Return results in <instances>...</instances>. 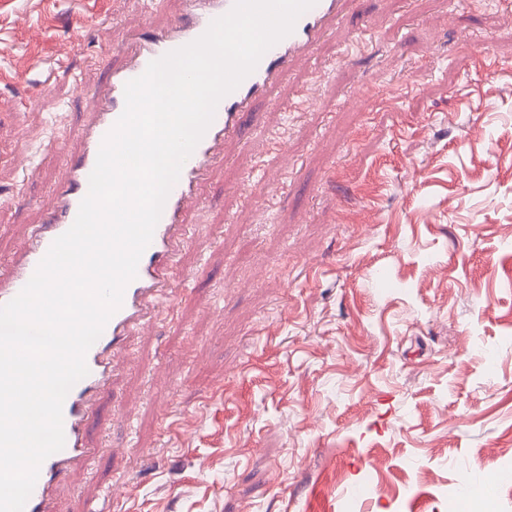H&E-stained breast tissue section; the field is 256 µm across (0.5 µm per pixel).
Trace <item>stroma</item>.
<instances>
[{"label":"stroma","instance_id":"obj_1","mask_svg":"<svg viewBox=\"0 0 512 512\" xmlns=\"http://www.w3.org/2000/svg\"><path fill=\"white\" fill-rule=\"evenodd\" d=\"M181 0H0V262L53 202L50 145L128 32ZM64 53L42 84L32 57ZM303 113L278 108L300 87ZM280 131L287 149L273 151ZM190 281L135 337L57 491L85 512H512V7L353 0L244 120L188 215Z\"/></svg>","mask_w":512,"mask_h":512}]
</instances>
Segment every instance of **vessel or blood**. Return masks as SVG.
I'll list each match as a JSON object with an SVG mask.
<instances>
[{"mask_svg": "<svg viewBox=\"0 0 512 512\" xmlns=\"http://www.w3.org/2000/svg\"><path fill=\"white\" fill-rule=\"evenodd\" d=\"M234 0H182L176 18L167 25L145 23L122 50L119 65L108 67L93 88L94 112L79 132L80 148L68 154L56 182L53 205L33 225L24 246L0 268V305L15 298L34 274L52 242L73 224L89 188L103 138L125 107L124 86L140 76L149 62L200 37L212 20L226 14ZM350 0H317L303 13L293 32L272 46L255 70L219 103L214 120L185 161L143 252L137 275L125 288L123 304L107 322L86 354L89 369L69 391L63 404L65 445L42 463L24 512H53V495L74 465L91 460L88 424L96 405L112 382V360L134 336L152 328L165 305L176 297L180 276L178 256L188 243L185 219L196 202V190L221 159L224 143L238 135L242 119L258 100L267 98L282 75L312 53L332 22L344 18Z\"/></svg>", "mask_w": 512, "mask_h": 512, "instance_id": "1", "label": "vessel or blood"}]
</instances>
